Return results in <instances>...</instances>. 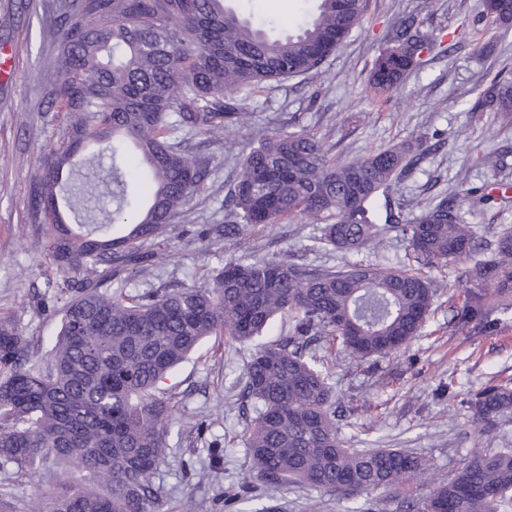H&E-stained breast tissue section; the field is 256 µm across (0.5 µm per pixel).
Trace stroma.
I'll return each instance as SVG.
<instances>
[{
	"instance_id": "obj_1",
	"label": "stroma",
	"mask_w": 512,
	"mask_h": 512,
	"mask_svg": "<svg viewBox=\"0 0 512 512\" xmlns=\"http://www.w3.org/2000/svg\"><path fill=\"white\" fill-rule=\"evenodd\" d=\"M52 3L0 0V50L11 64L9 76L0 80V318L11 319L44 352L60 329L47 287L57 273L33 247L37 227L29 219V204L41 161L61 144L65 128L62 113L52 106L61 56L41 24ZM232 6L280 33L294 30L317 3L232 0ZM409 23L430 41L422 65L406 75L400 90L373 94L367 78L375 58ZM498 76H512V25L484 18L481 0H369L360 25L320 71L256 88L238 139L246 143L254 131L275 132L297 114L331 154L349 160L439 134V148L375 203L378 218L397 209L409 224L422 208L461 195L463 188H512V117H478L469 110ZM189 142L203 144L210 176L180 222L145 244L149 250H174V261L145 264L129 291L162 283L209 288L215 269L243 256L293 254L306 264L347 263L346 255L308 250L314 230L303 223L252 226L214 242L209 251L198 250L196 239L224 221L222 202L238 165L225 153L221 136L197 134ZM497 151L504 161L485 164L484 155ZM427 274L440 289L421 336L394 356L372 357L357 368L333 361L329 371L345 444L401 448L423 457L433 483L451 477L482 443L468 420L471 395L491 382L512 384V318L490 328L457 325L453 312L468 297L464 265L431 268ZM250 351V345L228 347L223 338L209 337L164 381L176 422L154 477L165 493L161 512H260L268 506L277 512H347V501L318 489L291 484L270 490L251 480L243 429L253 411L238 402V378ZM215 447L223 449L224 458L212 483L204 485L196 472ZM220 488L226 500L217 499Z\"/></svg>"
}]
</instances>
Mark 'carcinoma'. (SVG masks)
Instances as JSON below:
<instances>
[{
  "label": "carcinoma",
  "instance_id": "1",
  "mask_svg": "<svg viewBox=\"0 0 512 512\" xmlns=\"http://www.w3.org/2000/svg\"><path fill=\"white\" fill-rule=\"evenodd\" d=\"M367 0H319L298 32L271 38L226 0H61L44 28L60 46L54 103L64 113V141L44 160L31 198L41 225L38 251L60 278L48 281L62 302L61 330L49 354L9 319H0V471L31 472L51 461L60 479L26 503L0 484V512H159L152 482L165 459L173 419L160 382L207 337L255 341L277 318L289 336L255 346L244 363L241 393L254 407L245 427L249 471L270 488L312 486L355 500L423 480L426 462L399 449L346 448L339 436L336 389L314 341L358 364L393 355L423 329L438 286L423 267L466 261L469 304L459 323L484 325L512 307H485L512 293V228L487 239L465 224L461 202L442 199L410 224L375 222L373 202L386 194L426 137L339 160L303 127L262 134L242 155L224 198L228 235L242 225L298 220L318 226L313 249L357 254L392 232L408 240L410 264L313 266L295 256L231 259L214 286L165 284L128 294L147 262L144 242L179 222L204 186L209 159L177 130L224 133L243 125L250 92L318 71L357 28ZM484 16L512 24V0H483ZM426 37L408 24L376 57L369 78L378 94L397 89L420 65ZM476 112L512 115V81L496 78ZM98 146L76 174L74 156ZM132 148L145 164L148 204L131 197L121 156ZM111 189L113 207L91 205ZM482 436L512 415V387L487 385L471 400ZM409 512H512V448H477L448 479L406 505Z\"/></svg>",
  "mask_w": 512,
  "mask_h": 512
}]
</instances>
